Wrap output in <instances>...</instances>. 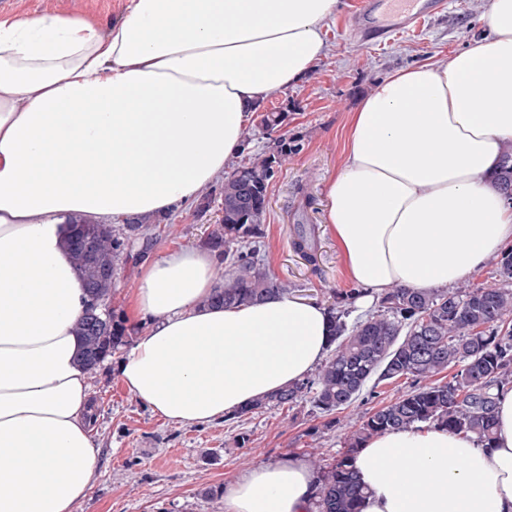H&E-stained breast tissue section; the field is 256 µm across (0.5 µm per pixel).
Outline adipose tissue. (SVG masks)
Instances as JSON below:
<instances>
[{
  "mask_svg": "<svg viewBox=\"0 0 512 512\" xmlns=\"http://www.w3.org/2000/svg\"><path fill=\"white\" fill-rule=\"evenodd\" d=\"M336 0H128L102 29L65 13L0 18V512H75L97 475L76 323V225L148 219L195 199L242 150L251 113L326 53ZM492 39L395 72L348 118L327 224L366 306L449 288L512 242L493 175L512 146V0ZM213 253L144 259L128 312L147 328L117 376L165 420L203 424L304 380L330 349L321 305L278 294L211 307ZM362 512H512V387L492 447L434 426L355 455ZM288 455L224 488V512H312Z\"/></svg>",
  "mask_w": 512,
  "mask_h": 512,
  "instance_id": "ef3b65f1",
  "label": "adipose tissue"
}]
</instances>
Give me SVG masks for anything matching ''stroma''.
Masks as SVG:
<instances>
[{"label": "stroma", "mask_w": 512, "mask_h": 512, "mask_svg": "<svg viewBox=\"0 0 512 512\" xmlns=\"http://www.w3.org/2000/svg\"><path fill=\"white\" fill-rule=\"evenodd\" d=\"M356 0H338L324 27L325 55L297 85L267 98L265 112H283L282 127L301 138V150L275 169L267 190L260 257L274 277L294 284L297 297L320 305L351 283L326 222L327 182L343 161L348 114L393 72L438 60L489 38L487 0H448L420 32L382 46L348 41L344 31ZM127 0H0V15L65 12L97 19L101 26L123 16ZM215 211L198 214L195 203L169 215L157 228L154 254L173 246L203 247L215 229ZM314 228L318 250L309 263L293 247L294 228ZM108 357L88 378L92 428L99 448L97 478L76 512H224V487L253 465L286 455H317L332 461L346 450L345 437L358 429L377 399L361 394L326 416L303 402L239 419L174 424L129 393Z\"/></svg>", "instance_id": "obj_1"}]
</instances>
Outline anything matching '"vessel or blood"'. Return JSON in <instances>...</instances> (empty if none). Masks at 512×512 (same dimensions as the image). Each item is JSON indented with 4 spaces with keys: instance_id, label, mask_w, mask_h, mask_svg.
<instances>
[{
    "instance_id": "obj_1",
    "label": "vessel or blood",
    "mask_w": 512,
    "mask_h": 512,
    "mask_svg": "<svg viewBox=\"0 0 512 512\" xmlns=\"http://www.w3.org/2000/svg\"><path fill=\"white\" fill-rule=\"evenodd\" d=\"M446 7L447 0H359L351 34L361 41L380 44L419 31L427 19Z\"/></svg>"
}]
</instances>
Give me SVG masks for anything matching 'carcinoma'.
<instances>
[{
  "mask_svg": "<svg viewBox=\"0 0 512 512\" xmlns=\"http://www.w3.org/2000/svg\"><path fill=\"white\" fill-rule=\"evenodd\" d=\"M285 121L282 112H264L260 126L273 132ZM301 149L300 138L275 139L272 154L240 165L224 178V219L206 244L230 263L217 282L210 303L224 306L256 302L274 293L291 292L288 282L262 266L260 239L268 206V182L274 165ZM501 191L512 190V148L498 173ZM157 222L132 221L110 228L84 225L69 243L74 265L89 294L112 300L115 281L104 278L107 267L119 271L151 250ZM294 249L310 263L317 261L314 233L298 229ZM495 282L458 288L416 291L392 288L378 299L381 310L349 322L354 302L364 294L351 288L334 295L327 307L331 324L330 356L315 376L254 401L233 414L241 418L307 400L324 415L347 409L373 382L405 379L409 389L372 409L361 426L347 434L343 455L318 466L315 512H361L366 486L352 464L368 437L395 430L437 425L455 434L474 435L490 448L495 439V390L512 384V245L492 258ZM88 312L76 323L83 340L81 360L94 370L128 343L126 320L108 310Z\"/></svg>",
  "mask_w": 512,
  "mask_h": 512,
  "instance_id": "carcinoma-1",
  "label": "carcinoma"
}]
</instances>
